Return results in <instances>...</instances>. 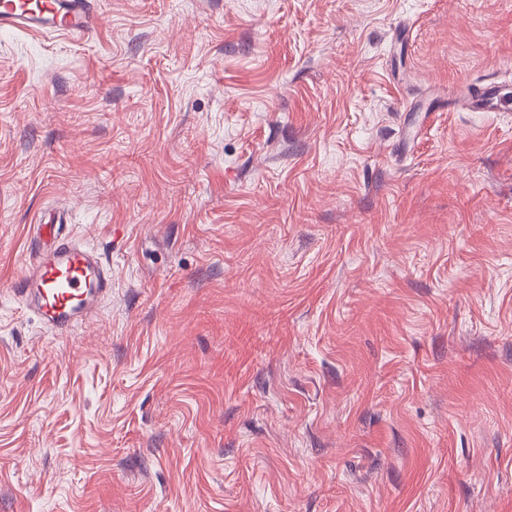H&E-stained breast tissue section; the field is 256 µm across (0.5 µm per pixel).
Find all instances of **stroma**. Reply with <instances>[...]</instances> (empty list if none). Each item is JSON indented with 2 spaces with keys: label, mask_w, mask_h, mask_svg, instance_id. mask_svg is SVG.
<instances>
[{
  "label": "stroma",
  "mask_w": 512,
  "mask_h": 512,
  "mask_svg": "<svg viewBox=\"0 0 512 512\" xmlns=\"http://www.w3.org/2000/svg\"><path fill=\"white\" fill-rule=\"evenodd\" d=\"M60 207L64 335L12 292ZM0 512H512V0L0 33ZM498 87L492 84L485 85L480 94L468 93L463 97L462 107H475L483 112H495L494 107L499 101ZM39 251L14 284V291L48 328L59 334L84 322L111 291L112 276L102 257L67 237Z\"/></svg>",
  "instance_id": "35a3bbf8"
}]
</instances>
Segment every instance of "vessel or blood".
Listing matches in <instances>:
<instances>
[{"instance_id":"vessel-or-blood-1","label":"vessel or blood","mask_w":512,"mask_h":512,"mask_svg":"<svg viewBox=\"0 0 512 512\" xmlns=\"http://www.w3.org/2000/svg\"><path fill=\"white\" fill-rule=\"evenodd\" d=\"M96 18V0H0V32L65 31L82 39ZM498 101L497 86L488 84L480 93L466 94L462 105L490 112ZM111 288V272L100 254L67 237L35 254L14 284L39 320L60 334L87 320Z\"/></svg>"}]
</instances>
